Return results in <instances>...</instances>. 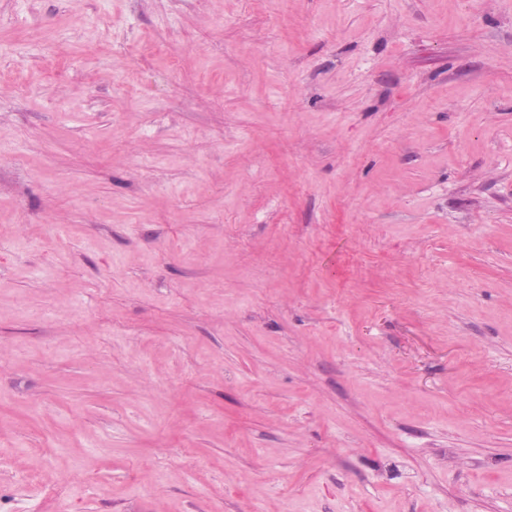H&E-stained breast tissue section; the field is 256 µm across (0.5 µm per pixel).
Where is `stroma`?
<instances>
[{
    "instance_id": "35a3bbf8",
    "label": "stroma",
    "mask_w": 512,
    "mask_h": 512,
    "mask_svg": "<svg viewBox=\"0 0 512 512\" xmlns=\"http://www.w3.org/2000/svg\"><path fill=\"white\" fill-rule=\"evenodd\" d=\"M0 512H512V0H0Z\"/></svg>"
}]
</instances>
